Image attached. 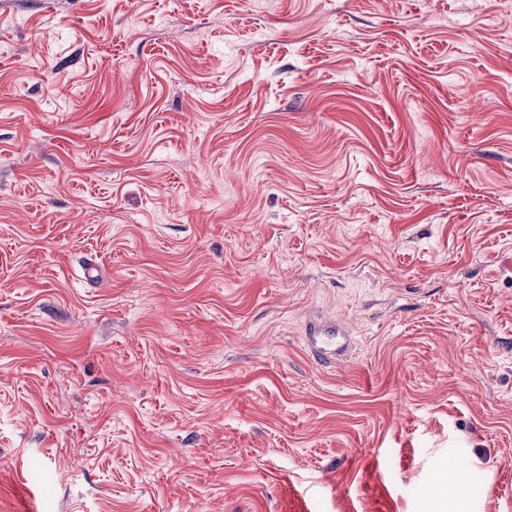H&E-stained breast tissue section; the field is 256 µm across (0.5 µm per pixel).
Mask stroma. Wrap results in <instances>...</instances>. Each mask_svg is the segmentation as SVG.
<instances>
[{"label": "stroma", "mask_w": 512, "mask_h": 512, "mask_svg": "<svg viewBox=\"0 0 512 512\" xmlns=\"http://www.w3.org/2000/svg\"><path fill=\"white\" fill-rule=\"evenodd\" d=\"M251 2L0 0V512H512V10ZM306 336L310 352L326 363L335 362L336 357L342 355L349 346L348 334L336 326V320L325 324L312 322Z\"/></svg>", "instance_id": "obj_1"}]
</instances>
